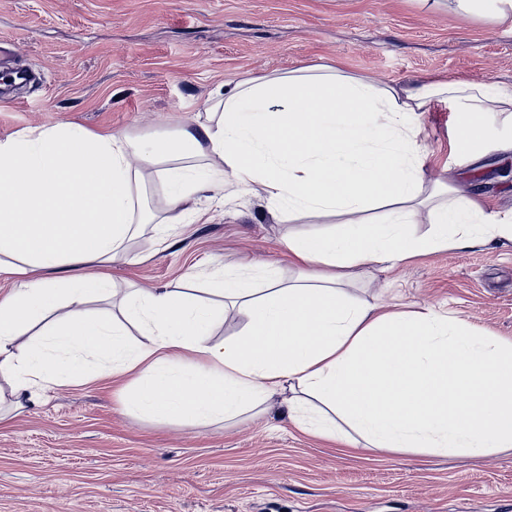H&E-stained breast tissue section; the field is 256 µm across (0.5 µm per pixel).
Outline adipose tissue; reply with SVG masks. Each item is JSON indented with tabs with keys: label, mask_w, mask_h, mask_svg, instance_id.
Segmentation results:
<instances>
[{
	"label": "adipose tissue",
	"mask_w": 512,
	"mask_h": 512,
	"mask_svg": "<svg viewBox=\"0 0 512 512\" xmlns=\"http://www.w3.org/2000/svg\"><path fill=\"white\" fill-rule=\"evenodd\" d=\"M439 98L464 114L455 136L479 140L486 102L512 105V84L459 81L379 84L315 65L225 83L207 122L144 144L121 133L59 124L0 139V378L16 403L37 389L85 379L95 355L134 375L122 403L138 415L207 425L263 406L289 390L288 412L305 434L350 453L358 443L394 453L483 456L512 448V341L475 335L434 310L378 312L344 289L355 269L398 263L493 238L512 240V221L491 224L452 185L434 228L412 230L427 156L416 146L418 113ZM167 186L163 223H180L200 192L232 174L260 187L285 220L385 208L382 222L285 241L297 275L266 265L260 279L228 273L217 292L243 320L237 336L211 341L212 307L192 288L131 294L123 318L83 313L109 294L108 267L149 223L143 173ZM97 265L95 274L85 265ZM49 319L40 342L19 337Z\"/></svg>",
	"instance_id": "adipose-tissue-1"
}]
</instances>
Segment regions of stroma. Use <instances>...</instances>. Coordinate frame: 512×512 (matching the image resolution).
<instances>
[{"label":"stroma","mask_w":512,"mask_h":512,"mask_svg":"<svg viewBox=\"0 0 512 512\" xmlns=\"http://www.w3.org/2000/svg\"><path fill=\"white\" fill-rule=\"evenodd\" d=\"M486 0H0V73L30 81L0 93V138L71 123L147 142L203 115L227 81L333 64L408 85L437 79L512 83V32ZM445 98L419 118L424 192L452 183L485 213L512 212V112L481 113L479 141L454 138ZM180 224H145L112 265L110 296L86 304L118 314L139 288L196 275L215 310L214 274L249 258L294 274L284 238L318 235L349 214L284 222L256 193L225 185ZM387 310L430 307L479 336L512 340V242L435 251L359 268L346 286ZM45 389L14 411L0 402V512H512V448L470 457L340 453L303 434L283 396L267 413L194 428L127 411L108 365Z\"/></svg>","instance_id":"stroma-1"}]
</instances>
